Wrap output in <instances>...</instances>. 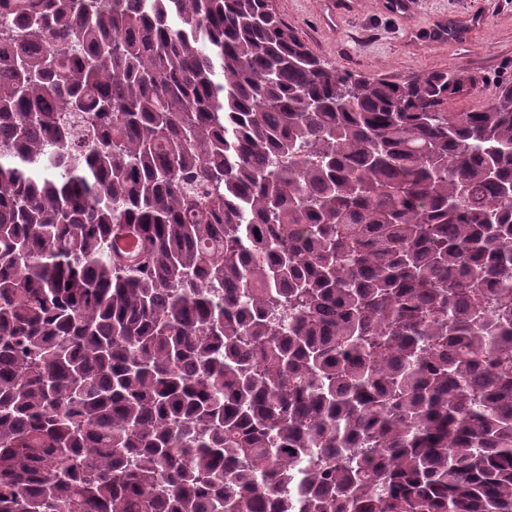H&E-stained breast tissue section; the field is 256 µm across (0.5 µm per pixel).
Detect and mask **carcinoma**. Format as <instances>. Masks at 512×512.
Returning a JSON list of instances; mask_svg holds the SVG:
<instances>
[{
	"label": "carcinoma",
	"instance_id": "cac0c4a2",
	"mask_svg": "<svg viewBox=\"0 0 512 512\" xmlns=\"http://www.w3.org/2000/svg\"><path fill=\"white\" fill-rule=\"evenodd\" d=\"M465 92L269 0H0V512H512V82Z\"/></svg>",
	"mask_w": 512,
	"mask_h": 512
}]
</instances>
